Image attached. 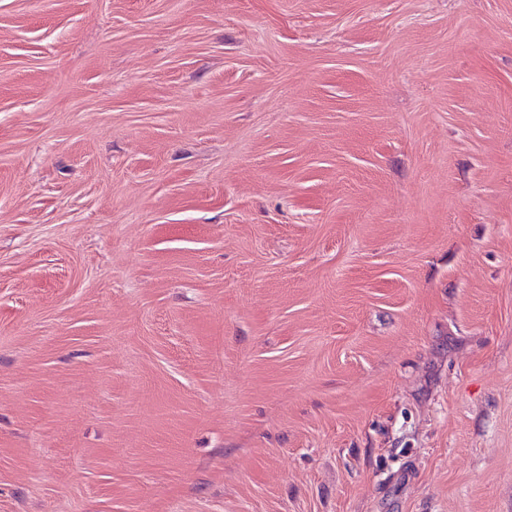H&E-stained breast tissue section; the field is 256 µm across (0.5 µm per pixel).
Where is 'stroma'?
<instances>
[{
    "instance_id": "35a3bbf8",
    "label": "stroma",
    "mask_w": 512,
    "mask_h": 512,
    "mask_svg": "<svg viewBox=\"0 0 512 512\" xmlns=\"http://www.w3.org/2000/svg\"><path fill=\"white\" fill-rule=\"evenodd\" d=\"M0 512H512V0H0Z\"/></svg>"
}]
</instances>
